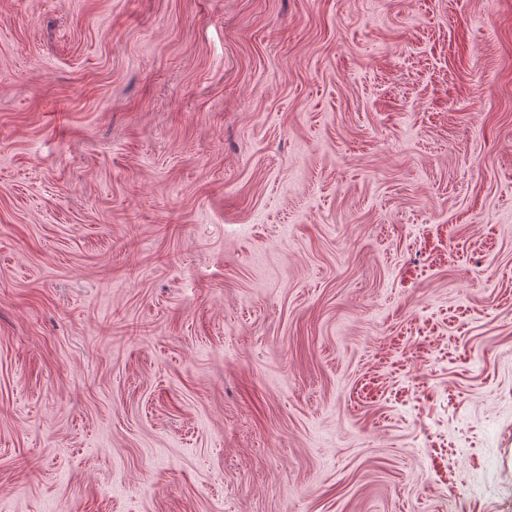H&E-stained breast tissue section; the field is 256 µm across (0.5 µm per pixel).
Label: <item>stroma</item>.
Wrapping results in <instances>:
<instances>
[{"label":"stroma","instance_id":"obj_1","mask_svg":"<svg viewBox=\"0 0 512 512\" xmlns=\"http://www.w3.org/2000/svg\"><path fill=\"white\" fill-rule=\"evenodd\" d=\"M0 512H512V0H0Z\"/></svg>","mask_w":512,"mask_h":512}]
</instances>
